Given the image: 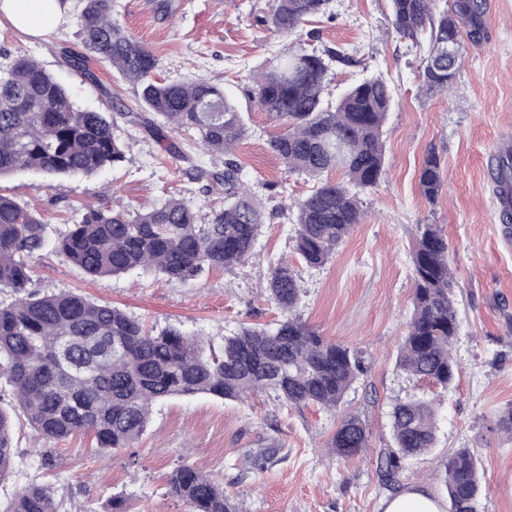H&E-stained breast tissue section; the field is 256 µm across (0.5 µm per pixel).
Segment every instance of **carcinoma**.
I'll list each match as a JSON object with an SVG mask.
<instances>
[{
  "instance_id": "obj_1",
  "label": "carcinoma",
  "mask_w": 512,
  "mask_h": 512,
  "mask_svg": "<svg viewBox=\"0 0 512 512\" xmlns=\"http://www.w3.org/2000/svg\"><path fill=\"white\" fill-rule=\"evenodd\" d=\"M332 0H278L270 25L289 40L267 70L251 76L252 101L281 130L271 151L290 174L315 181L310 193L285 207L294 214V249L303 264L324 266L361 222V194L385 174L382 127L394 90L380 75L367 76L325 100L332 64H349L346 50L310 51L296 38L311 17L329 11ZM435 0H390L392 26L413 45L426 46L421 89L443 93L461 66V26L474 40L483 34L485 0H452L435 14ZM74 16L82 51L66 64L93 81L89 68L103 60L136 87L143 112H98L75 106L67 88L34 59L19 54L0 65V177L18 170L49 175L92 174L127 161L115 130L118 120L157 140L164 126L192 130L198 143L224 156V167H195L192 180L223 204L207 222L182 196L148 210L92 209L54 245V252L101 279L136 270L187 284L213 270L251 257L265 224L260 200L243 181L233 159L247 128L224 86L202 78L160 82L158 57L114 17L113 0H77ZM163 118L159 124L154 116ZM340 140L344 155L330 143ZM342 173V180L325 177ZM495 183L512 180V151L495 156ZM444 187L441 160L426 156L419 190L433 202ZM44 223L26 203L0 195V287L14 299L0 303V376L12 388L13 409L37 439L48 443L91 433L103 453L131 448L145 432L153 409L174 396L212 394L244 400L271 392L285 407L315 404L337 409L363 368L349 348L321 336L295 313L300 272L277 263L266 290L284 319L272 330L243 327L224 337L220 351L175 327L148 328L126 311L74 292L40 294L29 289L32 262L46 248ZM413 311L398 362L407 374L448 388L457 368L451 352L458 330L448 242L435 224L420 225L412 251ZM394 449L385 459L392 481L401 461L435 447L431 402L410 399L391 412ZM12 416L0 408V480L14 464ZM369 432L356 414L341 417L330 447L341 458L369 447ZM445 486L452 512H475L481 488L476 457L458 448L448 458ZM167 493L188 512H241L235 498L209 475L188 465L172 471ZM55 490L32 481L15 495L10 512H61Z\"/></svg>"
}]
</instances>
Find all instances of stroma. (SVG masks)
Returning a JSON list of instances; mask_svg holds the SVG:
<instances>
[{"mask_svg": "<svg viewBox=\"0 0 512 512\" xmlns=\"http://www.w3.org/2000/svg\"><path fill=\"white\" fill-rule=\"evenodd\" d=\"M173 17L156 11V0H116L125 28L159 58L157 75L170 81L206 77L223 82L243 113L247 135L236 149L244 179L273 214L267 217L249 261L214 271L194 284L129 272L94 280L79 267L45 250L34 262V289L72 291L123 309L147 326L175 325L201 336L214 349L246 325L275 327L281 314L260 288L272 262L296 263L295 226L280 212L306 196L312 184L288 173L268 148L274 122L248 98L251 71L264 67L281 47L268 21L276 0H172ZM480 41L462 37L463 66L451 93L420 94L423 49L390 25L389 0H333L332 13L310 18L300 39L317 51L341 46L354 62L333 65L328 100L369 75L385 78L395 104L383 125L386 174L363 197L364 219L319 269H302L297 314L322 336L361 354L366 368L344 398L340 412L365 420L370 447L351 458L329 448L340 412L313 406L288 408L260 393L246 401L199 394L158 405L134 447L100 456L90 434L46 445L36 443L23 420L14 422L16 459L0 481V512L22 486L52 484L65 512H110L113 495L128 512H185L166 492L169 474L187 464L236 495L242 512H380L400 489L428 485L440 501L455 449H473L482 493L478 512H512V436L500 430L512 406V245L493 211L492 148L512 146V0H486ZM78 28L64 15L57 29L32 37L0 18V57H34L86 109L110 110L120 101L139 109L134 88L102 63L89 81L64 62L80 50ZM128 161L90 175L52 177L16 173L0 177V194L37 208L48 240L64 235L91 208L120 201L147 210L171 195L188 196L201 214L219 205L217 195L193 188V166L222 165V157L197 151L191 131L170 138L188 160L163 144L119 126ZM446 171L445 188L431 203L418 180L427 151ZM423 224L438 225L448 241L459 326L452 346L457 372L449 388L421 381L397 363L412 311V248ZM411 396L435 399L437 443L405 459L395 482L385 483L380 455L393 446L390 412ZM265 467H257L259 458Z\"/></svg>", "mask_w": 512, "mask_h": 512, "instance_id": "1", "label": "stroma"}]
</instances>
